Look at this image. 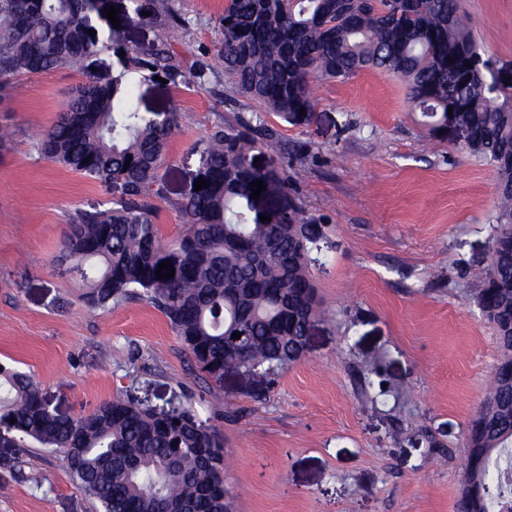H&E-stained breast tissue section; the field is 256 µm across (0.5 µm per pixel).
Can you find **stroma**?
Masks as SVG:
<instances>
[{"label":"stroma","mask_w":512,"mask_h":512,"mask_svg":"<svg viewBox=\"0 0 512 512\" xmlns=\"http://www.w3.org/2000/svg\"><path fill=\"white\" fill-rule=\"evenodd\" d=\"M182 28L147 21L132 49L168 48L188 76L175 87L139 77L140 111L177 112L170 162L151 203L164 239L185 227L203 141L259 111L231 81L193 75L224 39L225 0H157ZM488 82L512 83V0H460ZM78 74L17 81L0 98V362L29 373L51 410L76 416L116 396L158 410L193 407L224 438V482L236 512H457L459 453L498 361L476 302L489 263L497 173L430 132L404 86L366 69L318 85L310 121L263 114L288 171L289 199L317 236L308 268L327 317L303 357L274 383L229 369L203 378L153 304L101 311L53 259L69 226L121 192L43 158ZM38 472L41 487L27 480ZM62 454L0 440V512H95Z\"/></svg>","instance_id":"obj_1"}]
</instances>
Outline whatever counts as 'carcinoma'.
<instances>
[{"mask_svg":"<svg viewBox=\"0 0 512 512\" xmlns=\"http://www.w3.org/2000/svg\"><path fill=\"white\" fill-rule=\"evenodd\" d=\"M112 5L118 29L104 15ZM150 18L156 0H0V91L16 90L27 74L65 68L82 76L37 151L122 189L112 207L69 226L56 261L78 277L93 309L137 297L161 310L214 385L229 368L272 382L282 364L299 360V338L322 315L308 270L316 229L300 207L272 205L288 176L275 161L254 167V152L276 153L273 132L254 113L210 132L196 171L206 183L177 205L186 231L163 241L149 197L170 161L177 113L140 111L134 77L147 71L177 87L186 74L164 49L126 46L124 30ZM222 20L215 63H200L195 78L223 74L248 100L297 123L311 119L314 82L377 69L405 85L432 132L464 130L460 149L495 166L494 252L476 303L495 330L502 367L467 425V490L457 509L499 512L512 499V89L487 83L458 0H227ZM103 52L112 63L91 68L89 56ZM256 180L265 189L252 199ZM161 264L175 276L157 278ZM1 433L58 450L100 512H224V440L201 428L191 407L164 420L119 396L64 417L28 374L0 363Z\"/></svg>","mask_w":512,"mask_h":512,"instance_id":"cac0c4a2","label":"carcinoma"}]
</instances>
